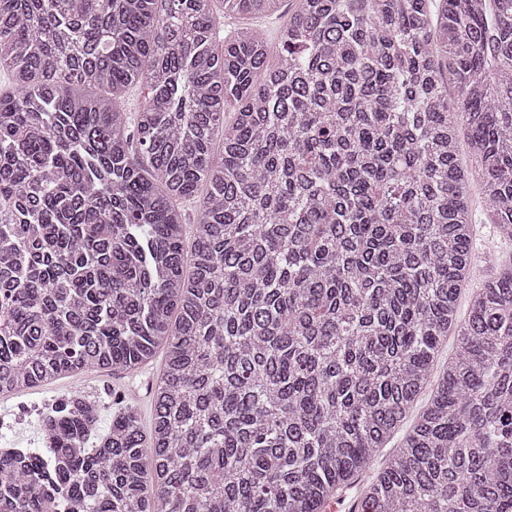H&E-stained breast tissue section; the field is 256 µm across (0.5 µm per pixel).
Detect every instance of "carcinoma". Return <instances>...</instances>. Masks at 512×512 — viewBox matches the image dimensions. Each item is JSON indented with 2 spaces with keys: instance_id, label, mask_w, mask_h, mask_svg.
I'll return each instance as SVG.
<instances>
[{
  "instance_id": "1",
  "label": "carcinoma",
  "mask_w": 512,
  "mask_h": 512,
  "mask_svg": "<svg viewBox=\"0 0 512 512\" xmlns=\"http://www.w3.org/2000/svg\"><path fill=\"white\" fill-rule=\"evenodd\" d=\"M280 4L0 0V393L164 358L148 428L48 409L0 512H321L450 335L368 512H512V260L457 311L472 182L512 240V0H293L273 41L220 36ZM456 344V337L455 336H448V341L443 345L441 348L439 355L437 357V360L435 362L434 366V372L431 378V383L428 386V389H426L423 394L421 395L419 402L417 404V407L415 411L412 413V415L407 418L402 426L399 428L398 431L390 438V441L386 444L385 448H380L374 459H373V466L372 469L375 471L380 469L385 461L389 458V456L392 455L393 452L397 449V446L402 442L405 434L408 432L409 428L411 427V424L413 422V417L419 411L429 400L432 389L434 387V384L436 383L438 375L441 374L442 368L445 365V363L448 361V356H450L455 348Z\"/></svg>"
}]
</instances>
